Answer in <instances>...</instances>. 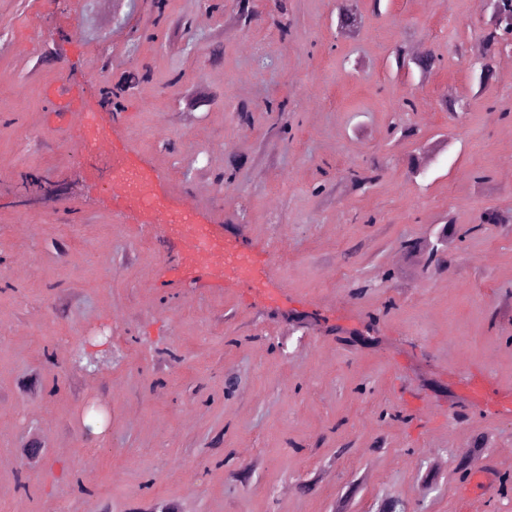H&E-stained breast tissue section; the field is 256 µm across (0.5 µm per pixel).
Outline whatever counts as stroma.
I'll return each instance as SVG.
<instances>
[{"label":"stroma","instance_id":"1","mask_svg":"<svg viewBox=\"0 0 512 512\" xmlns=\"http://www.w3.org/2000/svg\"><path fill=\"white\" fill-rule=\"evenodd\" d=\"M236 3L0 0V512H512V226L481 221L512 209V78L460 53L483 8L287 0L284 35L277 0L247 27ZM401 45L441 68L399 73ZM59 79L265 289L185 273L121 210L113 153L55 127ZM267 100L288 109L242 122ZM101 334L110 357L71 369Z\"/></svg>","mask_w":512,"mask_h":512}]
</instances>
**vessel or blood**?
Masks as SVG:
<instances>
[{"label": "vessel or blood", "instance_id": "vessel-or-blood-1", "mask_svg": "<svg viewBox=\"0 0 512 512\" xmlns=\"http://www.w3.org/2000/svg\"><path fill=\"white\" fill-rule=\"evenodd\" d=\"M48 98L53 111L64 117H77L81 127L78 147L112 152L111 131L102 128L89 130L88 113L72 106L70 91L65 85L52 87ZM112 193L122 207L138 210L145 223H162L166 232L181 240L185 248L183 267L186 271L203 273L221 263L228 276L240 278L243 267L240 255L225 245L223 238L211 228L195 223L190 207H172L169 198L157 192L153 171L138 166L127 156H118L112 166Z\"/></svg>", "mask_w": 512, "mask_h": 512}]
</instances>
